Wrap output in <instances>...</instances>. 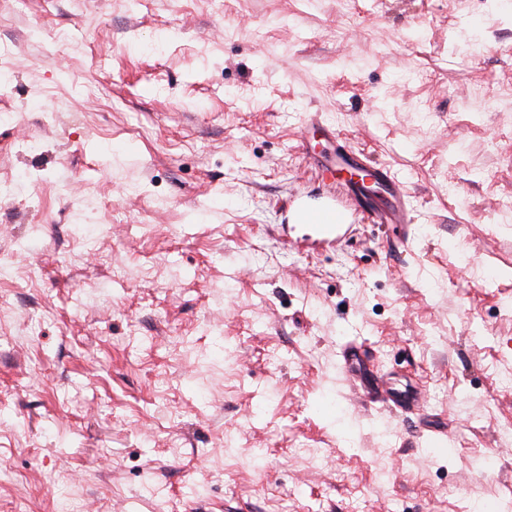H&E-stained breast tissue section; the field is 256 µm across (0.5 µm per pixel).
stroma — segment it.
<instances>
[{
    "instance_id": "1",
    "label": "stroma",
    "mask_w": 512,
    "mask_h": 512,
    "mask_svg": "<svg viewBox=\"0 0 512 512\" xmlns=\"http://www.w3.org/2000/svg\"><path fill=\"white\" fill-rule=\"evenodd\" d=\"M338 148L415 224L295 247L285 211ZM18 174L0 512L512 501V0H12ZM350 345L422 411L345 381ZM362 169L368 170L373 183L387 195V200L382 207L374 204L366 207L369 218L378 224H412L409 200L398 189L388 173L369 165Z\"/></svg>"
}]
</instances>
